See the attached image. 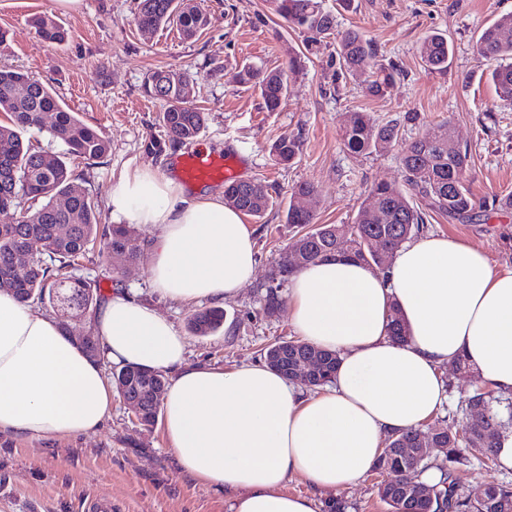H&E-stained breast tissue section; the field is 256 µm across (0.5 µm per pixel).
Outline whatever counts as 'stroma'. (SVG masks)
I'll return each mask as SVG.
<instances>
[{
  "label": "stroma",
  "mask_w": 512,
  "mask_h": 512,
  "mask_svg": "<svg viewBox=\"0 0 512 512\" xmlns=\"http://www.w3.org/2000/svg\"><path fill=\"white\" fill-rule=\"evenodd\" d=\"M209 18L195 37L177 26L145 33L137 27L136 0H83L80 12L55 8L54 0H0V29L8 34L0 50V69L21 71L44 84L87 125L110 142L108 154L79 164L74 185L93 198L102 223H111L107 195L124 173L149 166L177 175L184 147L157 156L144 141L158 134L159 101L143 91L145 77L171 65L193 81L197 103L207 121L193 141L214 156L238 153L241 177L267 185L275 204L263 219L245 217L254 232L258 267L239 296L218 302L224 326L207 336H189L187 360L224 369L263 362L265 348L293 338L287 307L274 315L262 297L280 254L296 235L285 215L290 193L308 183L304 199L316 223L348 224L377 183L402 184L400 147L370 156L347 152L341 131L350 114L368 112L381 120L400 119L403 141L436 123H448L455 143L469 152L463 182L482 202L512 193V107L498 99L489 68L479 63L475 41L483 28L512 14V0H323L337 30L353 28L371 38L384 64L399 73L384 98L365 94L358 80L343 76L333 45L305 60L288 83V97L267 111L257 91L240 83L238 72L250 64L264 70L287 66L289 53L304 49V36L277 17L269 0H196ZM47 15L68 29L67 44L44 42L32 21ZM448 38V70L429 71L417 48L424 37ZM283 136L301 142L288 165L277 164L272 144ZM482 250L498 269H512V214L495 213L486 224H458L432 216L423 229ZM151 249L120 267L91 253L79 270L95 281L102 296L122 290L148 304L187 334L192 314L209 309L206 301L175 303L153 288ZM448 402L433 423L462 424L464 398L478 388L476 376L444 370ZM480 449H470L453 478L460 493L495 480L512 483V471L486 472ZM108 498L112 512H229L231 492L200 485L186 473L165 439L162 422L143 427L120 397H113L108 418L96 431L67 440H31L0 435V512H88L92 500Z\"/></svg>",
  "instance_id": "obj_1"
}]
</instances>
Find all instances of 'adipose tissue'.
I'll return each mask as SVG.
<instances>
[{
  "label": "adipose tissue",
  "instance_id": "1",
  "mask_svg": "<svg viewBox=\"0 0 512 512\" xmlns=\"http://www.w3.org/2000/svg\"><path fill=\"white\" fill-rule=\"evenodd\" d=\"M113 216L157 229L152 285L175 302L236 298L257 257L240 212L150 167L110 190ZM288 312L309 343L337 352L330 385L306 393L265 364L227 371L186 359L167 318L116 291L93 329L108 361L169 372L164 433L201 485L235 491L230 512H317L292 476L328 493L368 473L386 434L417 428L448 399L441 368L464 357L482 383L512 393V270L445 236L405 243L383 272L349 257L293 275ZM399 316L406 337L392 335ZM112 388L59 320L0 290V434L68 439L100 427Z\"/></svg>",
  "mask_w": 512,
  "mask_h": 512
}]
</instances>
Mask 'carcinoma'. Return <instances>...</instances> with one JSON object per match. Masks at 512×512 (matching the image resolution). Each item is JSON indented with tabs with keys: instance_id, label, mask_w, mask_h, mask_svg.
<instances>
[{
	"instance_id": "carcinoma-1",
	"label": "carcinoma",
	"mask_w": 512,
	"mask_h": 512,
	"mask_svg": "<svg viewBox=\"0 0 512 512\" xmlns=\"http://www.w3.org/2000/svg\"><path fill=\"white\" fill-rule=\"evenodd\" d=\"M273 11L290 28L305 36L308 50L321 46L330 35H336V55L344 70L356 76L368 60L377 58L375 43L356 29L333 33L334 17L324 9L322 0H270ZM136 25L143 30H156L176 23L188 38L205 29L209 19L192 0H137ZM38 34L48 43L62 45L68 31L49 16L34 19ZM448 40L431 34L418 47L421 62L428 68L444 72L448 69ZM479 60L494 62L491 79L499 100L512 106V15L499 18L486 27L476 41ZM302 67L301 58L289 56L288 70H259L248 66L240 79L258 90L267 111H277L286 101V74ZM397 70L378 64L365 80L366 93L382 98L395 81ZM144 93L163 102L159 124L164 136H149L144 147L162 154L167 149L192 142L206 123V113L193 103L192 84L178 69L167 68L149 73L143 84ZM0 106L9 113L11 125H0V290H8L24 303L47 302L61 313L73 314L100 304V289L76 275L81 261L96 251L108 258L130 261L144 246L134 225L101 223L92 198L74 191L72 160L90 161L103 157L108 140L85 124L49 86L28 75L0 70ZM55 114L53 139L65 146L64 153L50 154L24 141V133L40 129L44 113ZM347 151L356 155H372L401 140L398 123H381L368 112H354L342 130ZM300 140L285 136L272 145V155L279 164H289L300 154ZM468 151L448 150V123L430 127L422 136L401 146L400 164L404 187L387 183L371 187L368 202L359 209L349 224H316L312 213L288 204L286 223L304 235L302 251L296 255L285 251L278 260L272 278L277 284L266 286L263 309L275 313L282 305L280 283L302 267L340 253L376 267H390L401 246L418 235L429 213H436L450 223L485 224L489 210L512 211V194L493 201L492 207L477 201L463 185L461 174L468 164ZM224 202L238 211L263 217L273 206L266 186L241 180L224 186ZM22 246L33 252L29 265L20 269L15 255ZM224 322V312L209 309L193 315L188 330L193 336H206ZM266 355L275 360V371L290 377L292 367L309 357L315 359L320 376L309 381L311 388L334 375L337 354L304 340H279L268 346ZM112 382L118 395L136 401L143 413L140 425L155 423L159 408L156 393H165L167 379L161 371L116 366ZM482 407L483 413L463 427L438 425L433 438L448 453L440 460L417 458L401 452L413 448L419 431L410 429L388 435L389 443L377 458L373 471L389 479L381 481L378 495L390 512H505L503 504L512 505V487L487 482L473 493L458 492L453 468L466 459L469 448L486 449L484 464L498 466L496 448L501 435L512 422L504 419L499 397L480 389L465 399V408ZM430 470L440 473L438 481L429 485L432 497L413 493V485L424 483Z\"/></svg>"
}]
</instances>
